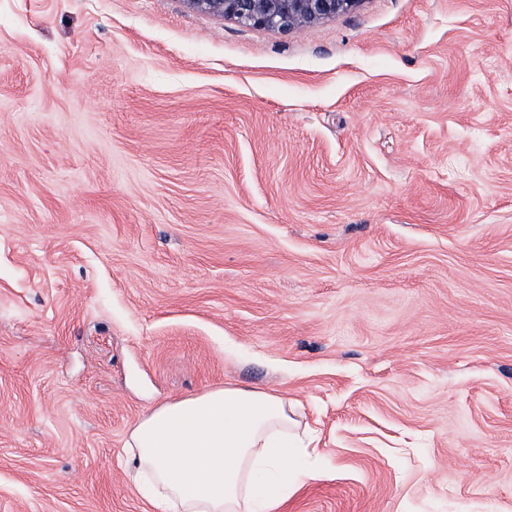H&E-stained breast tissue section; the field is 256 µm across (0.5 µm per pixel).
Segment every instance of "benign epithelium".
<instances>
[{
  "label": "benign epithelium",
  "instance_id": "7a95c632",
  "mask_svg": "<svg viewBox=\"0 0 512 512\" xmlns=\"http://www.w3.org/2000/svg\"><path fill=\"white\" fill-rule=\"evenodd\" d=\"M193 10L288 33L357 11L364 0H183Z\"/></svg>",
  "mask_w": 512,
  "mask_h": 512
}]
</instances>
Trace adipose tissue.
Wrapping results in <instances>:
<instances>
[{
	"label": "adipose tissue",
	"mask_w": 512,
	"mask_h": 512,
	"mask_svg": "<svg viewBox=\"0 0 512 512\" xmlns=\"http://www.w3.org/2000/svg\"><path fill=\"white\" fill-rule=\"evenodd\" d=\"M288 401L224 386L167 402L125 442L135 484L158 512H279L314 472Z\"/></svg>",
	"instance_id": "1"
}]
</instances>
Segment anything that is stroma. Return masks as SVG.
<instances>
[{"label":"stroma","mask_w":512,"mask_h":512,"mask_svg":"<svg viewBox=\"0 0 512 512\" xmlns=\"http://www.w3.org/2000/svg\"><path fill=\"white\" fill-rule=\"evenodd\" d=\"M224 385L282 512H512V0H0V512H156L130 427ZM193 10L288 33L356 12L364 0H183Z\"/></svg>","instance_id":"obj_1"}]
</instances>
